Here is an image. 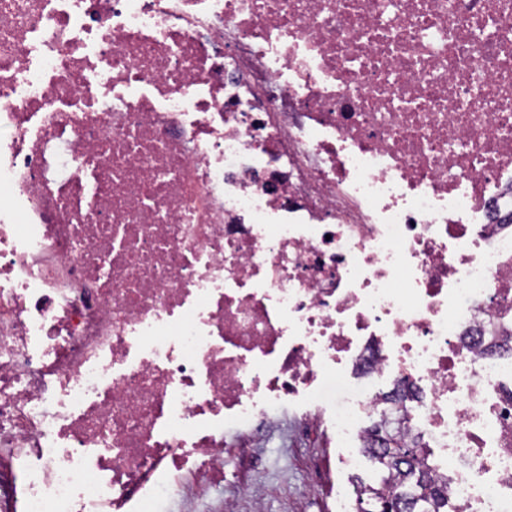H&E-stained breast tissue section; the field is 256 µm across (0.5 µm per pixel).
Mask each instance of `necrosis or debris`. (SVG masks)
I'll return each mask as SVG.
<instances>
[{"label":"necrosis or debris","mask_w":512,"mask_h":512,"mask_svg":"<svg viewBox=\"0 0 512 512\" xmlns=\"http://www.w3.org/2000/svg\"><path fill=\"white\" fill-rule=\"evenodd\" d=\"M405 391L512 512V0H0V512H200L298 400L355 469Z\"/></svg>","instance_id":"obj_1"}]
</instances>
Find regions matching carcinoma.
<instances>
[{
  "instance_id": "cac0c4a2",
  "label": "carcinoma",
  "mask_w": 512,
  "mask_h": 512,
  "mask_svg": "<svg viewBox=\"0 0 512 512\" xmlns=\"http://www.w3.org/2000/svg\"><path fill=\"white\" fill-rule=\"evenodd\" d=\"M374 448L365 452L378 471L374 485L353 482L359 504H373L376 512H448L446 482L435 477L429 450L415 439L406 440L386 425L372 433Z\"/></svg>"
}]
</instances>
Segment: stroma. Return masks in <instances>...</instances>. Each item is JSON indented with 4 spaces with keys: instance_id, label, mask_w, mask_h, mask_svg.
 <instances>
[{
    "instance_id": "35a3bbf8",
    "label": "stroma",
    "mask_w": 512,
    "mask_h": 512,
    "mask_svg": "<svg viewBox=\"0 0 512 512\" xmlns=\"http://www.w3.org/2000/svg\"><path fill=\"white\" fill-rule=\"evenodd\" d=\"M298 409L287 405L278 413L279 434L256 449L244 471L245 484L225 480L224 496L234 500L236 512H253V491H260L264 512H321L318 499L308 492L314 466H321L328 484L348 489V472L333 469L329 448H312L294 440L293 422Z\"/></svg>"
}]
</instances>
